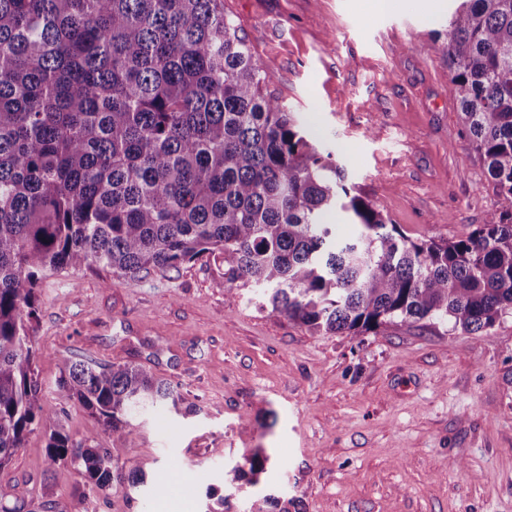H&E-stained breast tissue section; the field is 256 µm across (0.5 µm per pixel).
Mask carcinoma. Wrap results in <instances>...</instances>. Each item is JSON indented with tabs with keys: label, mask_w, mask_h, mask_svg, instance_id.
<instances>
[{
	"label": "carcinoma",
	"mask_w": 512,
	"mask_h": 512,
	"mask_svg": "<svg viewBox=\"0 0 512 512\" xmlns=\"http://www.w3.org/2000/svg\"><path fill=\"white\" fill-rule=\"evenodd\" d=\"M465 134L497 224L420 243L344 184L331 155L266 92L224 0H0V470L29 435L74 467L84 495L137 489L94 435L43 401L33 323L39 274L102 264L119 277L204 255L314 332L435 320L480 336L512 314V0H461L446 38ZM357 227L340 239L323 214ZM62 396L118 439L181 393L139 366L66 359ZM269 457L232 468L225 504Z\"/></svg>",
	"instance_id": "cac0c4a2"
}]
</instances>
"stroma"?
Returning <instances> with one entry per match:
<instances>
[{
    "instance_id": "35a3bbf8",
    "label": "stroma",
    "mask_w": 512,
    "mask_h": 512,
    "mask_svg": "<svg viewBox=\"0 0 512 512\" xmlns=\"http://www.w3.org/2000/svg\"><path fill=\"white\" fill-rule=\"evenodd\" d=\"M267 92L295 112L346 181L407 238L457 239L500 220L465 137L442 56L447 19L417 0H224ZM33 331L45 400L73 438L97 431L56 387L63 359L131 363L177 385L183 415L151 411L101 442L147 484L83 496L42 432L0 470V500L52 512H217L244 454L270 457L273 512H512V314L480 336L432 320L319 335L228 287L202 259L129 279L99 264L45 270Z\"/></svg>"
}]
</instances>
